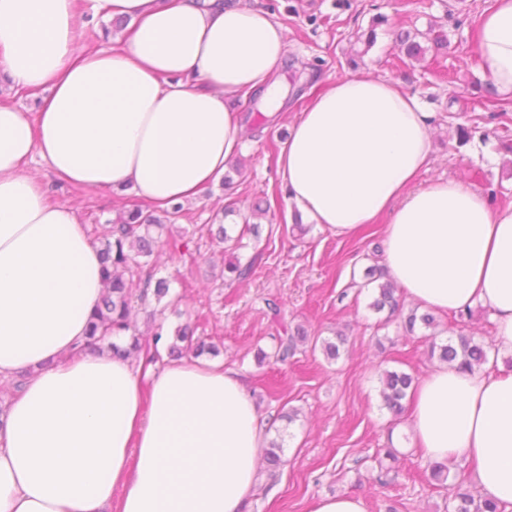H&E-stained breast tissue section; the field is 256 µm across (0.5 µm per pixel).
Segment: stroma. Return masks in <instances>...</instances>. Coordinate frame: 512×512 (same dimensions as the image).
Here are the masks:
<instances>
[{"instance_id":"stroma-1","label":"stroma","mask_w":512,"mask_h":512,"mask_svg":"<svg viewBox=\"0 0 512 512\" xmlns=\"http://www.w3.org/2000/svg\"><path fill=\"white\" fill-rule=\"evenodd\" d=\"M277 3L273 17L288 33L291 86L280 118L254 125L244 153L228 161L243 165V174L185 203L176 225L193 232L228 205L247 213L259 201L269 210L256 218V232L246 235L237 253L220 252L205 238L189 254L162 248L153 269L169 280L168 298L179 304L178 312H166L165 321L173 329L183 314H200L198 335L221 340L220 361L242 375L258 415L270 424L267 440L283 447L284 465L263 466L245 512H311L324 494L361 498L366 512H444L447 493L429 477L430 462L412 439L410 414L396 419L381 407L380 377L389 369L423 379L439 365L429 355L433 340L441 344L473 331L479 341L493 344L491 317L479 306L464 321L440 313L437 329L419 325L411 334L399 321L385 322L370 309L372 291L364 286L366 268L383 261L380 224L343 237L318 224L304 234L295 230L276 160L289 126L328 78L369 68L400 82L433 114V154L419 184L455 178L483 190L494 205H512V153L502 146L512 129V100L495 92L475 51L477 23L492 0H427L423 8L402 6L401 0ZM379 14L389 25L416 34L420 59H406L386 27H373ZM371 27L375 43L364 56H355L357 35ZM462 126L472 132L464 145L458 139ZM30 170L50 202L67 203L87 226L128 207L127 197L109 190L89 196L58 184L41 159H33ZM235 258L253 262L248 280L226 272ZM272 302L291 328L308 336L343 335L339 358L328 359L303 343L288 364L258 363V350L272 351L275 344ZM291 411L297 414L292 422ZM390 446L400 453L399 475L382 484L378 451Z\"/></svg>"}]
</instances>
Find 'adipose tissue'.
<instances>
[{
  "label": "adipose tissue",
  "instance_id": "1",
  "mask_svg": "<svg viewBox=\"0 0 512 512\" xmlns=\"http://www.w3.org/2000/svg\"><path fill=\"white\" fill-rule=\"evenodd\" d=\"M129 19L125 41L77 49L74 0H0V78L41 98L28 115L0 98V512H242L264 430L238 371L220 363L79 355L103 293L98 250L76 212L48 203L41 158L91 193L129 186L155 208L196 199L244 147L237 102L285 93V30L224 0H87ZM476 51L512 100V0L480 18ZM432 116L387 78L329 80L289 128L277 160L288 199L345 236L387 216L383 264L410 300L439 313L487 309L496 358L444 366L414 395L427 459L467 465L481 495L512 512V206L439 178Z\"/></svg>",
  "mask_w": 512,
  "mask_h": 512
}]
</instances>
